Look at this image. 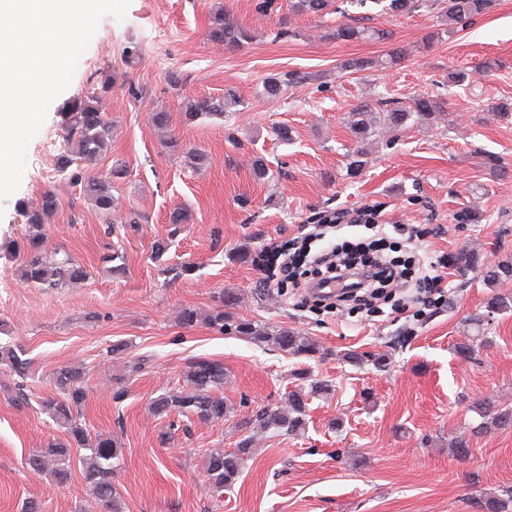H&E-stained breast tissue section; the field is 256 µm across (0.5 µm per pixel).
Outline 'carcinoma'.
<instances>
[{"label": "carcinoma", "instance_id": "obj_1", "mask_svg": "<svg viewBox=\"0 0 512 512\" xmlns=\"http://www.w3.org/2000/svg\"><path fill=\"white\" fill-rule=\"evenodd\" d=\"M328 0H295L294 9L302 14L321 16ZM423 0H346L352 8H374L394 17L409 15L422 6ZM444 15L448 19V32L454 26L478 17L486 16L497 8V0H441ZM366 34L365 28L342 22L326 31V37L350 41ZM210 40L238 46L249 39L247 29L239 25L229 15L217 13L210 18L208 27ZM301 76L291 74V78L274 75L264 81V93L276 96L290 81H298ZM101 93L93 91L85 96L71 99L63 112L62 134L65 148L56 157V170L76 183L84 184V192L94 202L97 209L106 217L112 216L115 199L112 196V181L124 177L126 170L117 166L110 173L101 176L83 175L82 163L85 159L101 154L108 149L110 125L103 119L99 108ZM241 100L233 91L224 93L220 98H198L186 102L184 117L195 121L203 117H222L224 112L240 105ZM446 102L441 98L419 96L412 99L408 107H393L383 112L374 111L368 104H360L347 118V128L357 143V149L350 155L347 175L354 177L365 165L363 145L383 129L404 130L409 121H436L445 113ZM58 198L50 190L43 193L40 206L28 208L20 205V212L26 223L41 226L55 213ZM456 224H477L481 216L470 206H464L452 215ZM0 250L13 255L20 261L23 279L45 290H58L69 287L86 279L88 271L69 254L59 255L55 251L47 253L45 235H34L23 244L15 240H4ZM453 262L464 270L481 267L484 285L493 288L501 280L512 279V258L505 257L487 264L480 262V253L476 250H463L453 257ZM219 305L205 316L204 323L221 333L244 336L256 343H271L281 351L298 357H313L319 353L314 339L295 329L277 328L266 323L243 319L227 312L238 303V297L232 292H222L218 296ZM512 312V296L492 294L484 303V312L475 313L468 319L470 338L457 346L458 354L471 357L478 344L486 342V319L495 313ZM345 357L358 364L366 359L380 371L389 365L386 353L367 357L351 350ZM0 364H4L10 373L20 379L25 378L31 362L24 357V351L18 348L0 350ZM86 371L79 366L64 367L56 372L54 383L58 396L44 401L46 412L63 428L65 438L53 440L46 447L31 454L27 467L36 472L49 471L58 484L67 483L72 475L73 451L85 450L82 458L85 482L91 487L94 497L103 512H122L115 484V477L122 469L123 451L112 438L102 435L91 436L82 424L77 422L85 406L88 390L85 385ZM300 380L308 383L309 393L313 396L326 394L331 384L326 380L309 379V374L296 373ZM224 387V364L209 359L193 362L185 376V385L181 389L167 392L152 403V412L164 415L170 412L200 420L220 422L230 413L224 398L214 394V390ZM307 402L305 394L299 391L288 393L285 405L276 408L262 407L249 418L240 422L243 430H274L289 435L305 432L307 425ZM482 422L477 432L489 429L512 427V408H502L491 398L484 399L478 407ZM254 445V436L241 439L236 448L226 451L214 448L206 455L205 472L211 489L217 493L230 487L237 479L243 462L250 456ZM478 512H512V489L503 494H483L476 501Z\"/></svg>", "mask_w": 512, "mask_h": 512}]
</instances>
